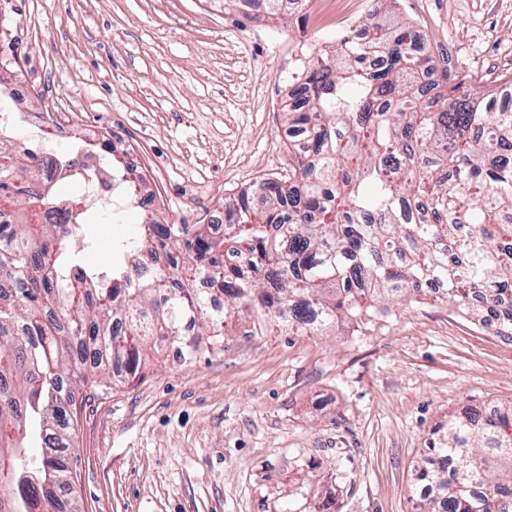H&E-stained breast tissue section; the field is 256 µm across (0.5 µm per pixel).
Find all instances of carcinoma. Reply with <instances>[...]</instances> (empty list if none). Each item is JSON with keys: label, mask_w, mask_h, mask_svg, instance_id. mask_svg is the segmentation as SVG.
Returning <instances> with one entry per match:
<instances>
[{"label": "carcinoma", "mask_w": 512, "mask_h": 512, "mask_svg": "<svg viewBox=\"0 0 512 512\" xmlns=\"http://www.w3.org/2000/svg\"><path fill=\"white\" fill-rule=\"evenodd\" d=\"M357 34L333 51L307 46L290 73L288 180L263 179L262 205L241 191L224 204V233L210 224L146 222L121 244L125 263L90 268L60 225L30 231L29 217L65 207L74 224L92 223L86 204L56 182L35 198L15 190L33 165L25 157L0 171V197L13 209L0 223V512H70L56 493L68 466L41 447L69 448L75 385L110 379L112 361L135 372L149 341H178L177 357L196 351V330L224 342V322L269 321L290 334L317 333L340 321L357 328L442 281L447 302L484 323L494 314L512 328V111H490L512 77L474 85L469 74L438 67L429 43L393 20V0H373ZM430 77L429 87L419 76ZM75 149L57 182L127 184L122 207L137 197L134 172L101 167ZM456 242L459 255L444 243ZM250 256L224 265V248ZM222 279L224 303L189 281ZM482 285L481 304L470 299ZM428 451L453 462L416 469V484L437 493L426 512H502L512 490V404L495 417L448 416ZM483 484L487 494L475 495Z\"/></svg>", "instance_id": "1"}]
</instances>
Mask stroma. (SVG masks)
Here are the masks:
<instances>
[{"mask_svg":"<svg viewBox=\"0 0 512 512\" xmlns=\"http://www.w3.org/2000/svg\"><path fill=\"white\" fill-rule=\"evenodd\" d=\"M360 0L268 19L224 0H0L12 83L65 122L53 155L107 139L138 156L158 220L207 224L224 199L288 174L282 105L302 40L331 45ZM435 59L512 76V0H399ZM86 203L83 261L119 257L144 212ZM190 360L150 351L139 375L71 408L76 512H409L421 452L460 408L512 402V351L441 301L398 304L359 335L254 334L231 320Z\"/></svg>","mask_w":512,"mask_h":512,"instance_id":"35a3bbf8","label":"stroma"}]
</instances>
